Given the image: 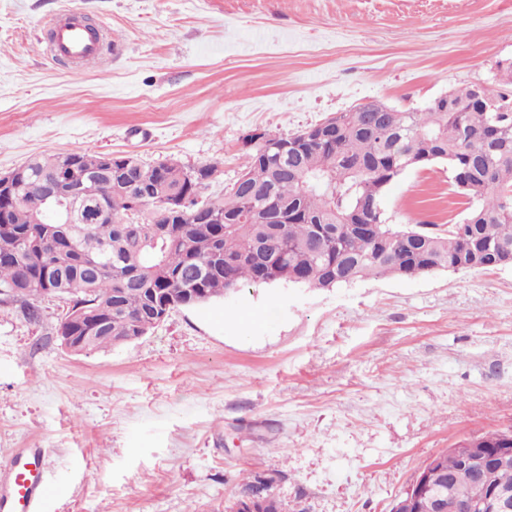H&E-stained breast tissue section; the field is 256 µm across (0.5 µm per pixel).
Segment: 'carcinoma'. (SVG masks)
I'll list each match as a JSON object with an SVG mask.
<instances>
[{
  "mask_svg": "<svg viewBox=\"0 0 512 512\" xmlns=\"http://www.w3.org/2000/svg\"><path fill=\"white\" fill-rule=\"evenodd\" d=\"M512 61L493 85L449 92L447 107L342 112L331 139L307 131L256 143L229 191L198 195L218 171L176 162H131L119 188L87 198L104 215L68 224L66 205L35 188L45 177L65 185L99 154L33 158L0 198V302H19L32 320L36 300L71 302L59 340L88 336V350L143 336L189 297L201 305L251 284L292 282L333 288L369 276L411 278L442 269H493L512 263ZM445 162L455 186L480 205L445 233L393 227L380 203L409 168ZM147 220L140 222V214ZM456 498L481 489L458 476Z\"/></svg>",
  "mask_w": 512,
  "mask_h": 512,
  "instance_id": "cac0c4a2",
  "label": "carcinoma"
}]
</instances>
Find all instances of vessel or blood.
<instances>
[{"mask_svg": "<svg viewBox=\"0 0 512 512\" xmlns=\"http://www.w3.org/2000/svg\"><path fill=\"white\" fill-rule=\"evenodd\" d=\"M48 51L52 57L95 64L104 53L100 40L85 27L58 16L48 25ZM43 451L22 448L0 467V512H39L51 490L43 476Z\"/></svg>", "mask_w": 512, "mask_h": 512, "instance_id": "b4317fda", "label": "vessel or blood"}]
</instances>
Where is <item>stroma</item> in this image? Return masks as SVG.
Masks as SVG:
<instances>
[{"instance_id": "obj_1", "label": "stroma", "mask_w": 512, "mask_h": 512, "mask_svg": "<svg viewBox=\"0 0 512 512\" xmlns=\"http://www.w3.org/2000/svg\"><path fill=\"white\" fill-rule=\"evenodd\" d=\"M112 35L107 63L46 51L56 13ZM512 59V0H0V174L64 152L214 163L378 100L424 107ZM447 164L407 169L385 223L463 221ZM0 303V464L45 451L43 512H222L243 476L283 512H390L431 456L512 428V264L248 285L125 345L73 353L40 301ZM250 312L252 324L237 317Z\"/></svg>"}]
</instances>
